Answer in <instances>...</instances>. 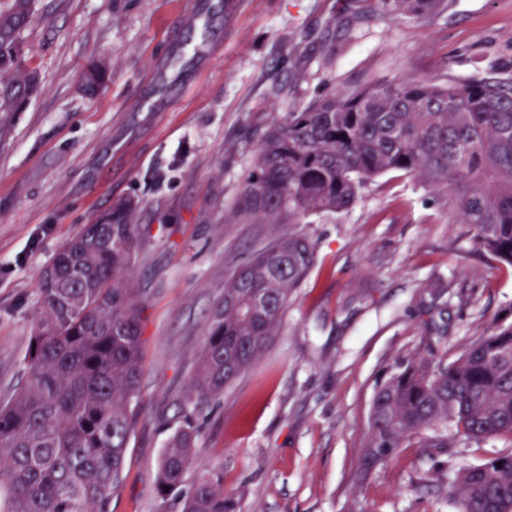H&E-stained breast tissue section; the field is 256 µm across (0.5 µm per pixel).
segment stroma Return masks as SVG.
I'll return each instance as SVG.
<instances>
[{
	"label": "stroma",
	"mask_w": 512,
	"mask_h": 512,
	"mask_svg": "<svg viewBox=\"0 0 512 512\" xmlns=\"http://www.w3.org/2000/svg\"><path fill=\"white\" fill-rule=\"evenodd\" d=\"M27 29L37 97L0 143V398L26 382L38 284L58 246L124 199L141 230L139 416L108 512H181L161 498L169 421L213 307L242 263L288 230L316 260L262 356L196 419L198 469L241 512H457L462 466L506 438L400 449L358 475L378 384L432 349L456 359L512 305V269L448 221L445 195L389 172L311 224L225 222L274 117L334 89L409 76L512 74V0H448L425 22L381 0H38ZM94 62L106 85L86 92Z\"/></svg>",
	"instance_id": "35a3bbf8"
}]
</instances>
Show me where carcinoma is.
I'll list each match as a JSON object with an SVG mask.
<instances>
[{"label":"carcinoma","instance_id":"obj_1","mask_svg":"<svg viewBox=\"0 0 512 512\" xmlns=\"http://www.w3.org/2000/svg\"><path fill=\"white\" fill-rule=\"evenodd\" d=\"M388 16L425 21L448 0H383ZM36 0H0V141L40 88L27 58ZM102 65L84 74L93 92ZM387 172L422 179L448 196V223L467 224L476 245L512 267V75L469 83L411 77L339 91L276 118L255 151L228 216L240 224H310L350 210L364 184ZM134 202L117 203L55 258L65 274L38 288L40 318L22 390L0 401V499L4 512H107L124 480L139 408L140 302L127 287L139 227ZM315 262L309 239L290 232L247 260L224 284L195 374L158 471L161 496L179 489L196 462L195 416L247 371L277 335L291 295ZM512 440V310L455 360L429 351L375 390L368 476L399 449ZM458 512H512V452L455 474ZM224 473L202 469L183 512H238Z\"/></svg>","mask_w":512,"mask_h":512}]
</instances>
